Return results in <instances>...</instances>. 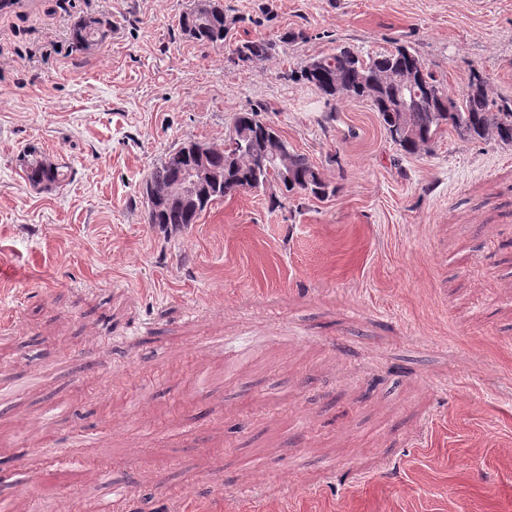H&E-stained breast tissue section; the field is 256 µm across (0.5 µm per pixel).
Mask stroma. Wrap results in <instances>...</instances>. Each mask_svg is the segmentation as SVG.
<instances>
[{
  "mask_svg": "<svg viewBox=\"0 0 512 512\" xmlns=\"http://www.w3.org/2000/svg\"><path fill=\"white\" fill-rule=\"evenodd\" d=\"M17 0L0 8V443L20 512H100L67 444L156 512H512V146L441 132L403 152L368 102L291 79L404 45L452 94L512 100V0ZM110 16L99 43L73 38ZM267 59L232 60L246 42ZM258 111L334 187L271 182L170 234L141 185L187 139ZM31 144L70 180L37 189ZM140 388L129 415L123 386ZM94 444L77 445L74 414ZM261 457L260 469L250 462ZM202 6L203 9L198 5L182 16L181 30L202 45L224 44V5L220 0H205ZM273 49L274 46L272 43L265 41H253L238 46L235 49L234 54L238 61L243 63L255 62L266 59Z\"/></svg>",
  "mask_w": 512,
  "mask_h": 512,
  "instance_id": "1",
  "label": "stroma"
}]
</instances>
